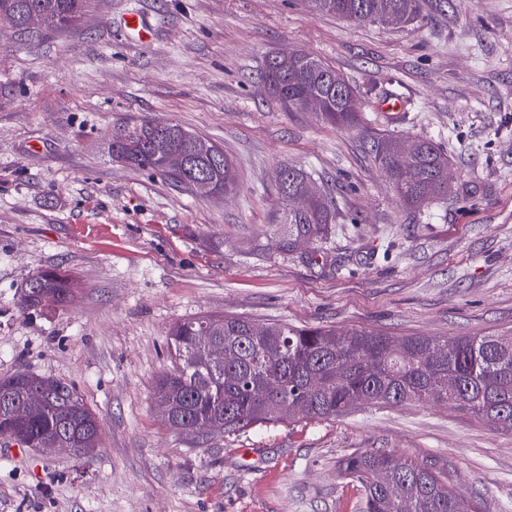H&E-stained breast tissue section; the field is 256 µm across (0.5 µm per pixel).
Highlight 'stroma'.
Instances as JSON below:
<instances>
[{
    "mask_svg": "<svg viewBox=\"0 0 512 512\" xmlns=\"http://www.w3.org/2000/svg\"><path fill=\"white\" fill-rule=\"evenodd\" d=\"M140 14L144 44L123 19ZM406 27L306 0H93L72 27L0 29V378L74 387L102 424L77 457L0 440V512H358L341 461L387 450L512 512V431L431 402L234 434L179 433L155 401L169 332L205 315L402 338L512 329V0H423ZM300 50L357 90L363 123L289 112L266 55ZM176 123L221 146L235 187L176 185L113 159L112 137ZM438 142L453 191L420 211L373 165L375 134ZM283 163L342 190L321 243L279 249ZM72 274L67 307L20 310L27 279Z\"/></svg>",
    "mask_w": 512,
    "mask_h": 512,
    "instance_id": "1",
    "label": "stroma"
}]
</instances>
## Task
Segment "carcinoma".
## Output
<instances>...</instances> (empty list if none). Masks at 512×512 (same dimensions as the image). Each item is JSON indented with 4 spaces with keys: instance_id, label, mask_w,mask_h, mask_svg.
Returning a JSON list of instances; mask_svg holds the SVG:
<instances>
[{
    "instance_id": "carcinoma-1",
    "label": "carcinoma",
    "mask_w": 512,
    "mask_h": 512,
    "mask_svg": "<svg viewBox=\"0 0 512 512\" xmlns=\"http://www.w3.org/2000/svg\"><path fill=\"white\" fill-rule=\"evenodd\" d=\"M319 13L344 19L384 24L386 11L402 25L422 19L421 0H307ZM89 0H0V19L21 33L27 15H45V30L74 25ZM264 80L291 112L301 111L302 98L318 93L324 98L321 117L341 126L359 120L355 93L330 65L309 55L290 60L266 58ZM401 139L381 136L371 155L388 178L400 201L417 209L448 196V154L431 140H417L415 156L401 165L397 151ZM174 150L187 165L169 169L164 154ZM124 160L148 168L176 183L198 179L212 183V192L234 188L232 164L216 143L179 124L169 126L156 142L125 150ZM284 205L280 248L292 252L295 244L323 239L335 223L339 199L315 188L311 174L284 164L276 174ZM314 188L304 208L290 205V195ZM77 283L67 272L49 268L27 281L18 305L41 306L45 292L64 307L74 298ZM391 337L366 328L339 332L326 328H300L288 323L257 326L242 317L206 316L177 322L170 330L174 370L161 377L157 402L175 408L167 425L176 431L214 430L236 433L257 423L285 419H328L351 414L364 405L397 407L431 400L472 417L512 431V331L484 336H454L444 340L425 336L401 339L400 349L389 348ZM220 343L235 350L229 364L207 362V348ZM46 396L27 404V383L15 376L0 379V438H15L26 448L58 441L76 455L88 454L101 439L102 428L93 413L69 386L51 379ZM342 471L364 490L362 512H478L455 493L433 470L379 451L353 452L342 461Z\"/></svg>"
}]
</instances>
